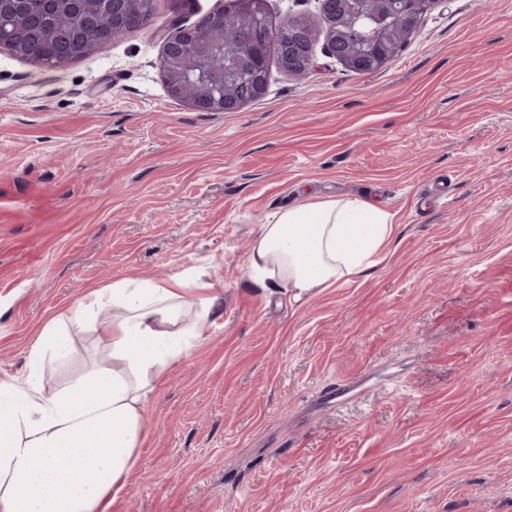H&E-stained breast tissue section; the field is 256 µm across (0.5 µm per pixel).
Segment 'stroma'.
I'll use <instances>...</instances> for the list:
<instances>
[{
    "label": "stroma",
    "mask_w": 512,
    "mask_h": 512,
    "mask_svg": "<svg viewBox=\"0 0 512 512\" xmlns=\"http://www.w3.org/2000/svg\"><path fill=\"white\" fill-rule=\"evenodd\" d=\"M48 70L0 53V379L87 288L216 268L224 315L162 376L111 512H512V0H440L381 69L326 48L238 112L169 96L161 33ZM394 213L385 261L298 306L249 282L259 224L307 200ZM74 336L55 390L100 361Z\"/></svg>",
    "instance_id": "stroma-1"
}]
</instances>
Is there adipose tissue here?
<instances>
[{"mask_svg": "<svg viewBox=\"0 0 512 512\" xmlns=\"http://www.w3.org/2000/svg\"><path fill=\"white\" fill-rule=\"evenodd\" d=\"M397 232L392 213L358 197L303 202L259 225L247 274L302 304L378 266ZM223 304L217 278L183 270L88 290L48 320L28 371L0 380V512H110L138 465L156 381L205 341ZM74 329L109 361L47 390L46 367L65 360Z\"/></svg>", "mask_w": 512, "mask_h": 512, "instance_id": "ef3b65f1", "label": "adipose tissue"}]
</instances>
